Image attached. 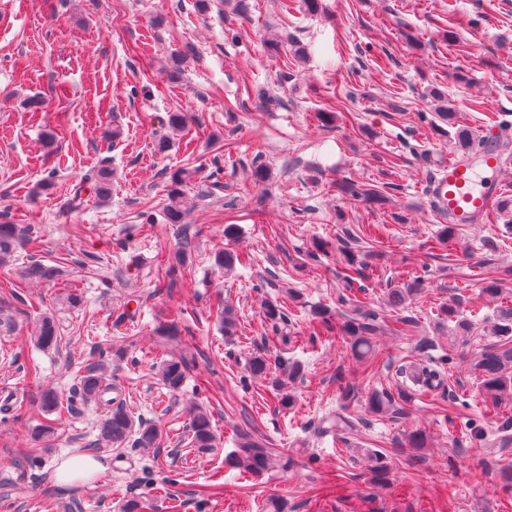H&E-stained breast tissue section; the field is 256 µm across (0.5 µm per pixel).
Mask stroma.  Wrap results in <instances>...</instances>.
Masks as SVG:
<instances>
[{
    "mask_svg": "<svg viewBox=\"0 0 512 512\" xmlns=\"http://www.w3.org/2000/svg\"><path fill=\"white\" fill-rule=\"evenodd\" d=\"M250 3L242 21L234 0H210L204 12L197 0H0V224L32 227L37 239L0 268V388L15 390L0 403V512H123L134 498L168 512L170 493L180 512H266L272 498L285 512H512L499 469L512 462V397L488 411L467 369L495 344L498 309L512 306V280L500 297L481 293L493 268L512 266V216L492 212L433 248L445 219L425 192L456 151L454 135L439 133L431 89L474 141L497 131L512 142V0H324L317 14L302 0ZM272 40L278 52L267 51ZM177 51L187 55L178 70ZM261 90L276 105L261 108ZM169 112L186 113L184 131L161 124ZM322 112L335 123L323 126ZM164 137L170 146L157 152ZM257 162L269 170L260 185L250 177ZM102 168L112 172L104 199L91 192ZM179 168L197 171L183 202L195 236L169 278L163 264L181 243L165 221L166 186ZM344 180L378 187L385 202L340 194ZM228 224L239 227L230 242ZM349 233L368 266L371 308L413 324L375 336L355 429L321 435L318 420L339 406L337 370L360 362L341 334L312 333V307L342 310L336 256L312 248ZM224 246L250 265L215 270ZM32 258L61 276L26 279ZM418 278L404 308L387 306L390 289ZM282 287L303 296L289 306L287 344L261 312ZM219 293L237 317L229 338L210 309ZM456 297L469 330L452 343L441 310ZM44 313L61 336L45 351L31 340ZM423 336L435 341L432 357L448 361L446 384L416 395L407 418L370 414L364 396L399 385L396 369L418 359ZM102 349L124 352L112 369L124 405L135 422L160 427L159 447L96 445L102 411L92 404L35 438L49 422L41 392L69 400L77 372ZM259 350L303 364L291 412L279 410L267 380L247 379L245 360ZM170 355L189 365L177 393L157 375ZM194 405L212 417L214 447L191 442ZM414 429L430 445L409 457L401 448ZM247 439L288 467L259 479L225 470V455ZM368 450L388 456L385 488L369 487ZM78 454L103 472L59 486L58 465Z\"/></svg>",
    "mask_w": 512,
    "mask_h": 512,
    "instance_id": "obj_1",
    "label": "stroma"
}]
</instances>
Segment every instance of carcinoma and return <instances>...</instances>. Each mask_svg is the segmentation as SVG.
I'll return each instance as SVG.
<instances>
[{"label":"carcinoma","instance_id":"1","mask_svg":"<svg viewBox=\"0 0 512 512\" xmlns=\"http://www.w3.org/2000/svg\"><path fill=\"white\" fill-rule=\"evenodd\" d=\"M192 179V171L177 169L168 177L167 196L169 204L165 212V221L168 224L184 225L183 198L185 187ZM343 194L358 196L370 204L381 203L385 195L377 188L368 185H357L350 181H343L338 185ZM24 231L16 224H0V266L7 267L14 261L15 246L23 239ZM340 253L344 257V266L338 271L339 280L346 294L341 300L350 307V314L346 315L342 325L335 326L327 317L326 311L319 308L311 309L313 329L318 335H327L337 329L348 337L351 349L355 356L366 360L373 353V341L383 325L379 313L367 307L359 299L357 293L363 291L355 284L362 279L363 261L359 259L360 250L350 241L340 246ZM214 267L226 273L231 272L236 265L250 262V257H243L227 249H219L213 256ZM28 279L51 282L59 275V269L52 265L42 263L38 259L29 261L23 269ZM512 278V268H497L484 282L482 293L488 297H496L502 291L505 281ZM419 283L414 281L404 288L391 290L388 303L396 308L401 307L407 299L417 295ZM211 309L215 311L218 324L224 327V335H234L236 316L233 307L224 301V297H215ZM262 312L265 320L278 332L282 342L290 341L288 336V309L280 301V297L267 298L262 302ZM493 334L498 337V343L481 350L470 361V370L478 380L482 394L489 399L492 405L512 395V308L499 311L497 322L492 328ZM34 343L48 349L58 343V329L53 318L43 316L38 319L33 336ZM434 347L433 341L422 337L417 342L418 350L423 353L424 360L404 365L396 370V374L410 381L412 386L399 385L395 390H374L366 398V408L377 416L400 418L407 414V406L415 397V391H432L444 384V363L432 359L428 351ZM188 366L184 360L172 356L163 361L159 370L162 384L172 393H177L183 387L187 377ZM109 362L104 354L99 359L83 367L79 385L72 396L70 406L80 403L89 405L101 402L107 405L104 418L99 424V437L111 443H123L133 438L138 448H157L160 445V429L154 424H142L133 429V420L126 410L120 397L103 400L106 393L112 390V377L108 374ZM246 371L252 378L263 377L270 381L276 391L281 409L290 410L295 405V396L289 385L295 383L303 373V366L298 361H291L280 355H273L264 350L255 352L247 362ZM357 387L345 383L340 393L341 405L334 413H329L319 420L318 432L321 434H340L351 430L355 423L347 413L351 402L356 398ZM189 430L192 432V441L198 448H210L214 442L211 419L208 413L201 408L190 411ZM369 465V482L379 488L388 484L390 466L387 457L378 453L367 454ZM224 464L232 470H239L252 476L259 477L279 465L276 456L252 444H246L224 458Z\"/></svg>","mask_w":512,"mask_h":512}]
</instances>
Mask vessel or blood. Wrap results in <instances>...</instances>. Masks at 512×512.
Returning <instances> with one entry per match:
<instances>
[{"label": "vessel or blood", "instance_id": "1", "mask_svg": "<svg viewBox=\"0 0 512 512\" xmlns=\"http://www.w3.org/2000/svg\"><path fill=\"white\" fill-rule=\"evenodd\" d=\"M495 140L484 141L476 154L449 156L429 186L438 214L455 224H477L488 218L503 189Z\"/></svg>", "mask_w": 512, "mask_h": 512}]
</instances>
